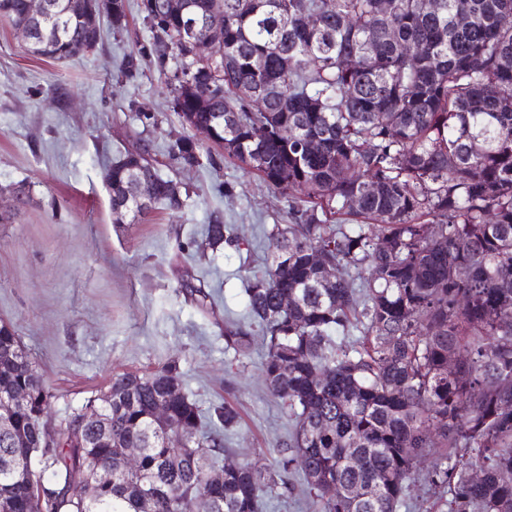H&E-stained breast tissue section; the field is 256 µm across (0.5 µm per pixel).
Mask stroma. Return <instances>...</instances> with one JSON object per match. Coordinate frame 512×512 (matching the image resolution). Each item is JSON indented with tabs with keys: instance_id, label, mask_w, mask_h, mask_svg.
Listing matches in <instances>:
<instances>
[{
	"instance_id": "1",
	"label": "stroma",
	"mask_w": 512,
	"mask_h": 512,
	"mask_svg": "<svg viewBox=\"0 0 512 512\" xmlns=\"http://www.w3.org/2000/svg\"><path fill=\"white\" fill-rule=\"evenodd\" d=\"M125 3V27L101 17L96 47L67 61L33 56L0 18V324L14 329L53 394L51 427L113 377L172 364L205 417L203 431L217 428L213 406L238 412L224 433L230 454L211 456L214 467H265L287 452L288 412L267 388L263 349L225 351L224 326L245 323L242 279L263 266L273 225L295 217L286 195L226 161L174 111L168 80L181 59L158 57L139 0ZM132 56L140 65L129 72ZM186 142L200 165L179 159ZM138 149L184 204L116 224L108 169ZM214 213L240 248L208 245ZM189 278L202 281L212 307L186 300Z\"/></svg>"
}]
</instances>
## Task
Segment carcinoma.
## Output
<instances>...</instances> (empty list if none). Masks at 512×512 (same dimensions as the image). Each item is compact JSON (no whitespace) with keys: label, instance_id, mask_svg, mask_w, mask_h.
<instances>
[{"label":"carcinoma","instance_id":"obj_1","mask_svg":"<svg viewBox=\"0 0 512 512\" xmlns=\"http://www.w3.org/2000/svg\"><path fill=\"white\" fill-rule=\"evenodd\" d=\"M188 0L196 34L217 55L178 83L174 109L190 126L210 123L224 159L257 169L290 196L301 223L276 224L264 268L246 277L249 324L224 328L225 349L266 352L271 394L288 410L291 455L267 468L240 464L212 481L200 448L224 453V438L201 433L202 415L176 367L112 380L107 442L60 440L32 460L52 394L32 361L12 363L17 339L0 327V392L28 386L35 402L0 430V512H184L207 495L217 512H264L300 464L310 512H398L418 480L438 490L448 512H512V0ZM29 52L54 60L93 40L82 0H53ZM139 10L166 47L189 57L186 19ZM322 13L310 27L305 17ZM0 17L29 22L25 0H0ZM260 55L266 66L252 68ZM293 130L286 141L280 129ZM318 138L323 150L306 151ZM346 169L356 177H343ZM154 178L153 205L179 209L180 192L154 172L145 153L112 164V178ZM360 216L361 225L324 217ZM136 202L112 207V223L145 219ZM209 245L237 244L223 217L207 225ZM320 252L336 281L309 262ZM294 297L283 308L281 296ZM458 358L455 373L448 360ZM169 399L166 426L152 420ZM224 428L229 404L214 408ZM141 449L136 469L125 451ZM469 453L470 465L453 457ZM112 471V490L82 503L66 485ZM431 466L420 469L421 461ZM41 473L43 495L28 472ZM479 469L482 477L472 481ZM340 488L325 495L327 483Z\"/></svg>","mask_w":512,"mask_h":512}]
</instances>
